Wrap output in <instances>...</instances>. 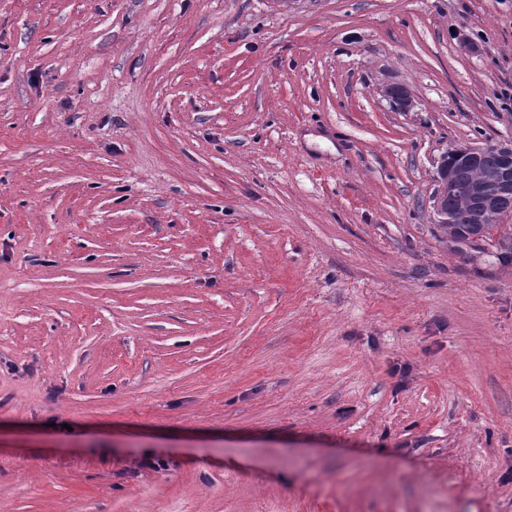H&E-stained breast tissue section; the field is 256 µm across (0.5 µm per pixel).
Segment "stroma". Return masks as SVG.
<instances>
[{
  "label": "stroma",
  "instance_id": "obj_1",
  "mask_svg": "<svg viewBox=\"0 0 512 512\" xmlns=\"http://www.w3.org/2000/svg\"><path fill=\"white\" fill-rule=\"evenodd\" d=\"M504 93L512 0H0V512H512ZM488 148L496 153L488 151L481 158L487 147L458 148L444 156L441 162L438 189L431 199L432 209L435 222L441 227L448 229V224H453L448 229L453 238L462 237L463 232L470 231L473 225L478 229L482 225L487 232L482 240L491 239L490 235L501 219L512 214V139L497 141ZM480 158V164L470 171L473 179L479 178L484 169L500 167L488 171L482 180L474 181L468 171ZM448 188L467 200V210L451 211L463 204V199L452 191L448 192L446 207ZM473 211L476 217L471 215Z\"/></svg>",
  "mask_w": 512,
  "mask_h": 512
}]
</instances>
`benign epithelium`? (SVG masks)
Listing matches in <instances>:
<instances>
[{
	"label": "benign epithelium",
	"mask_w": 512,
	"mask_h": 512,
	"mask_svg": "<svg viewBox=\"0 0 512 512\" xmlns=\"http://www.w3.org/2000/svg\"><path fill=\"white\" fill-rule=\"evenodd\" d=\"M491 148L499 154V168L487 172L480 181L469 177V169L486 151L484 147L458 148L444 156L438 176V189L432 196L437 224H498L512 214V139L497 141ZM464 197L469 207L451 211L445 205L446 191Z\"/></svg>",
	"instance_id": "1"
}]
</instances>
